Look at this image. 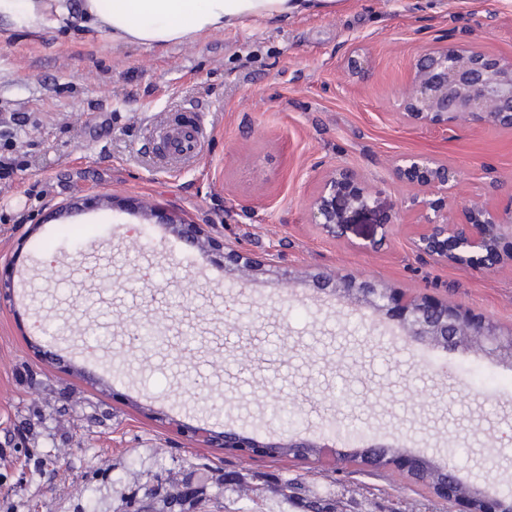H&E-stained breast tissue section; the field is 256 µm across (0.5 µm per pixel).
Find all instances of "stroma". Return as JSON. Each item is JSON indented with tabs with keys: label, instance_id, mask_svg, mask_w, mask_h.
<instances>
[{
	"label": "stroma",
	"instance_id": "obj_1",
	"mask_svg": "<svg viewBox=\"0 0 512 512\" xmlns=\"http://www.w3.org/2000/svg\"><path fill=\"white\" fill-rule=\"evenodd\" d=\"M477 44L512 55V0H339L335 11L170 46L113 45L78 23L0 21V137L19 163L0 188V512H297L269 474L411 512H448L394 467L245 458L178 434L225 425L259 441L269 404L303 409L311 439L330 415L399 452L446 462L461 482L512 494V363L405 346L394 322L341 305L314 279L370 277L512 329V261L479 270L417 255L422 230L397 159L423 154L458 176L462 203L512 200V129L404 125L400 87L419 55ZM209 135L196 164L163 162L165 125ZM344 166L369 211L332 232L307 203ZM212 225L245 265L187 251L175 222ZM389 231H382V224ZM49 320L56 337L35 336ZM148 323L159 347L127 343ZM244 475L224 487L225 473ZM190 486L170 505L167 495Z\"/></svg>",
	"mask_w": 512,
	"mask_h": 512
}]
</instances>
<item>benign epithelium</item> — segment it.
Wrapping results in <instances>:
<instances>
[{
	"mask_svg": "<svg viewBox=\"0 0 512 512\" xmlns=\"http://www.w3.org/2000/svg\"><path fill=\"white\" fill-rule=\"evenodd\" d=\"M399 119L406 124L447 126L460 123H494L512 128V56H491L478 46H448L422 54L415 62L408 85L398 95ZM397 176L417 189L409 198L411 207L424 219V230L411 242L420 256L478 267L493 265L498 253L512 255V200L503 207L486 203L464 204L462 218L441 212L435 194H446L457 181L448 165L421 155H411L394 165ZM370 192L351 169H336L309 204L311 221L330 229L348 223V214L365 211ZM178 232L190 250L202 248L209 237L202 224H180ZM355 303L404 328V342L411 347L428 340L458 351L477 348L498 358L512 360V334L491 320L473 316L467 309L424 298L414 308L400 294L382 287L375 280L361 278L342 288ZM179 433H189L210 447L252 448L255 456H268L290 448L332 449L327 443L313 442L303 435L288 440L259 442L234 433L216 437L200 427L175 424ZM396 466L413 475H430L434 494L459 506L458 512H504V501L489 498L476 488L459 483L445 471L433 468L425 456L401 457Z\"/></svg>",
	"mask_w": 512,
	"mask_h": 512,
	"instance_id": "7a95c632",
	"label": "benign epithelium"
}]
</instances>
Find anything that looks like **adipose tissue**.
I'll return each mask as SVG.
<instances>
[{
  "label": "adipose tissue",
  "mask_w": 512,
  "mask_h": 512,
  "mask_svg": "<svg viewBox=\"0 0 512 512\" xmlns=\"http://www.w3.org/2000/svg\"><path fill=\"white\" fill-rule=\"evenodd\" d=\"M335 0H0V18L40 29L79 20L116 45H172L239 26L288 19Z\"/></svg>",
  "instance_id": "ef3b65f1"
}]
</instances>
